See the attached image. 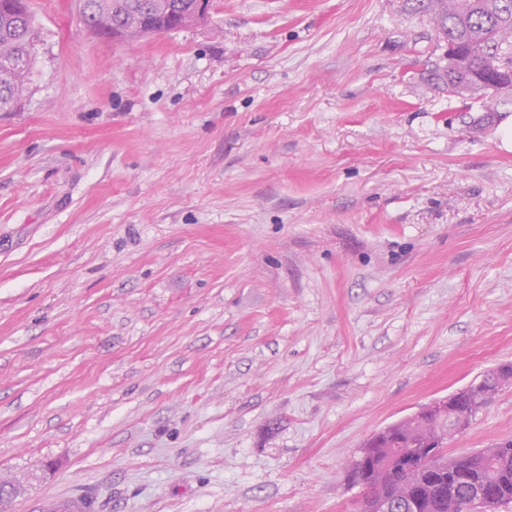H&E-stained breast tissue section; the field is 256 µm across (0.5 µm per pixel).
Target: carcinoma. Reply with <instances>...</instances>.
Here are the masks:
<instances>
[{"label":"carcinoma","instance_id":"obj_1","mask_svg":"<svg viewBox=\"0 0 512 512\" xmlns=\"http://www.w3.org/2000/svg\"><path fill=\"white\" fill-rule=\"evenodd\" d=\"M405 6L411 12L428 16L440 39L463 47L468 52L469 66L480 74L490 77L503 69H512V54L508 52V44L512 43V0H405ZM81 21L99 30L137 21L156 32H165L174 27L176 13L156 9L155 0H81ZM37 42L33 12L18 10L13 0H0V112L21 109L35 66ZM423 77L430 85L462 101L500 92L491 83L449 84L446 64L431 67ZM500 371L497 367L484 372L456 391V395L467 404L487 406L494 397ZM410 426L407 421L371 437L370 466H355L351 471L354 482L369 488L367 495L396 497L398 483L383 472L382 463L386 448L393 443L403 448L415 447ZM449 460V456L436 460L438 471L426 474V478L448 482V498H460L464 486L448 481ZM465 460L471 480L494 482L503 489L501 504L512 503V436L499 441L497 454L481 449L465 454Z\"/></svg>","mask_w":512,"mask_h":512}]
</instances>
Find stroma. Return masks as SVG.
Masks as SVG:
<instances>
[{
	"label": "stroma",
	"instance_id": "stroma-1",
	"mask_svg": "<svg viewBox=\"0 0 512 512\" xmlns=\"http://www.w3.org/2000/svg\"><path fill=\"white\" fill-rule=\"evenodd\" d=\"M0 112V477L96 512H354L365 441L512 363V101L404 0H77ZM512 435L500 391L449 454ZM155 0H82L81 21L84 25L99 30L112 28V40L125 41L130 35L144 37L154 32L171 31L176 13L161 12L154 8ZM134 21L154 29H144L133 24L130 27H112L116 23L130 24ZM192 6L183 11L177 20V29L193 28L202 24L208 17L210 0H194Z\"/></svg>",
	"mask_w": 512,
	"mask_h": 512
}]
</instances>
